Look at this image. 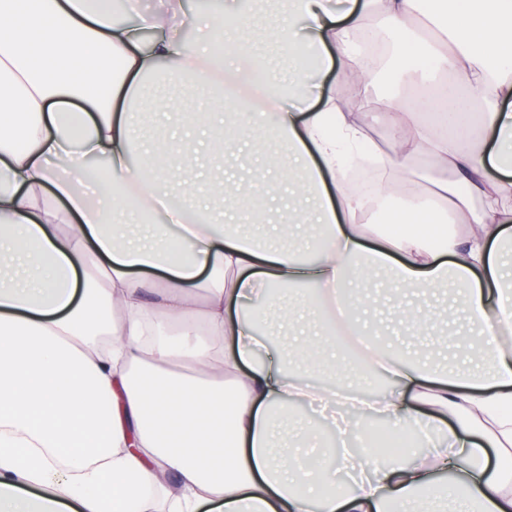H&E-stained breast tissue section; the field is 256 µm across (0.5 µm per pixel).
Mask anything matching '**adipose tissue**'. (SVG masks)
Wrapping results in <instances>:
<instances>
[{"label":"adipose tissue","mask_w":512,"mask_h":512,"mask_svg":"<svg viewBox=\"0 0 512 512\" xmlns=\"http://www.w3.org/2000/svg\"><path fill=\"white\" fill-rule=\"evenodd\" d=\"M112 0H0V255L36 267L33 279L0 282V512H34L23 487L40 490L35 512H411L445 498L449 512H512V0H452L429 19V38L408 28L426 0H290L283 18L252 11L300 65L284 86L239 39L223 53L188 46L181 0L130 26ZM380 18L399 50L416 46L423 78L454 73L484 105L441 89L414 106L384 100L405 118L385 158L412 173L431 155L432 188L390 209L395 232L375 246L345 190L341 148L363 145L337 106L324 69L347 54L364 19ZM150 38H143V31ZM205 81L259 88L270 101L266 132L307 174L320 243L306 258L244 241L204 218L173 187L167 151L133 163L132 101L163 63ZM484 147L460 140L472 121ZM107 164L106 180L87 160ZM93 184L97 195L85 187ZM138 201L155 223L121 239L110 212ZM469 216L448 246L433 242L443 211ZM389 269L395 291L455 282L470 320L483 323L482 368L444 375L374 340L364 362L391 377L366 400L268 360L265 309L282 296L305 302L335 336L357 331L356 270ZM303 405L338 439L359 436L356 418L379 414L419 445L390 462L370 453L338 458L348 473L299 462L278 421ZM494 462L473 450L472 436ZM451 483H444L445 474ZM176 478L175 487L163 486Z\"/></svg>","instance_id":"ef3b65f1"}]
</instances>
